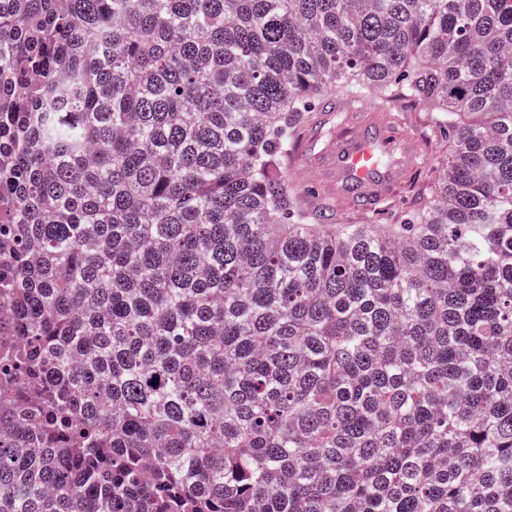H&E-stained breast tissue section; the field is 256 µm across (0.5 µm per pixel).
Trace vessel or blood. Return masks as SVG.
Instances as JSON below:
<instances>
[{
	"label": "vessel or blood",
	"instance_id": "b4317fda",
	"mask_svg": "<svg viewBox=\"0 0 512 512\" xmlns=\"http://www.w3.org/2000/svg\"><path fill=\"white\" fill-rule=\"evenodd\" d=\"M420 156L416 138L394 133L373 117L340 125L314 167L326 197H353L364 206L394 196Z\"/></svg>",
	"mask_w": 512,
	"mask_h": 512
}]
</instances>
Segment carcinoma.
<instances>
[{"instance_id": "carcinoma-1", "label": "carcinoma", "mask_w": 512, "mask_h": 512, "mask_svg": "<svg viewBox=\"0 0 512 512\" xmlns=\"http://www.w3.org/2000/svg\"><path fill=\"white\" fill-rule=\"evenodd\" d=\"M448 137L324 228L323 91ZM0 512H512V0H0Z\"/></svg>"}]
</instances>
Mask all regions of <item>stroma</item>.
<instances>
[{
  "mask_svg": "<svg viewBox=\"0 0 512 512\" xmlns=\"http://www.w3.org/2000/svg\"><path fill=\"white\" fill-rule=\"evenodd\" d=\"M365 100L370 113L385 117L398 130L419 139L424 151L419 161L420 175L411 176L392 198L363 211L354 210L330 199L314 200L313 170L307 159L319 152L328 143L329 138L319 124L309 123L299 132L296 150L284 161V180L300 193L307 209L330 211L333 222L339 225L398 224L412 217L417 192L429 190L432 183L430 175L437 161L447 153L448 140L428 127L423 105L400 99L384 106L378 97L370 92L366 93Z\"/></svg>",
  "mask_w": 512,
  "mask_h": 512,
  "instance_id": "obj_1",
  "label": "stroma"
}]
</instances>
